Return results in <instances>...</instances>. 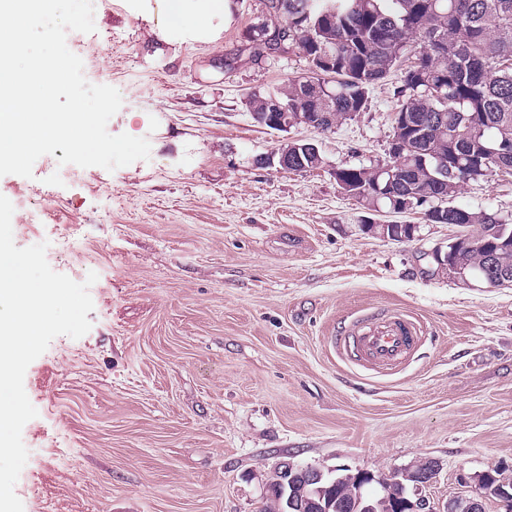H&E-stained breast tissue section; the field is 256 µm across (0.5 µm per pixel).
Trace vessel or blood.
Segmentation results:
<instances>
[{
	"label": "vessel or blood",
	"instance_id": "vessel-or-blood-1",
	"mask_svg": "<svg viewBox=\"0 0 512 512\" xmlns=\"http://www.w3.org/2000/svg\"><path fill=\"white\" fill-rule=\"evenodd\" d=\"M415 327L397 317L377 318L363 326L358 335L337 337L336 343L356 356L382 368L402 362L414 343Z\"/></svg>",
	"mask_w": 512,
	"mask_h": 512
}]
</instances>
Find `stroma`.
Returning a JSON list of instances; mask_svg holds the SVG:
<instances>
[{
  "instance_id": "stroma-1",
  "label": "stroma",
  "mask_w": 512,
  "mask_h": 512,
  "mask_svg": "<svg viewBox=\"0 0 512 512\" xmlns=\"http://www.w3.org/2000/svg\"><path fill=\"white\" fill-rule=\"evenodd\" d=\"M263 11L226 0L218 39L171 42L144 0H97L96 29L72 51L122 96L109 133L148 138L149 159L59 179L58 149L32 178L0 177L15 245L47 243L74 281L97 275L90 331L54 338L25 374L38 415L22 431L24 512H259L282 460L376 474L435 460L434 512L460 476L512 479V286L435 274L432 252L455 229L422 214L403 217L411 241L361 231L334 171L387 158L396 79L332 133L253 122L249 93L308 69L293 45L251 62L243 35ZM300 140L322 168L259 165ZM452 203L512 225V175L468 182ZM72 228L75 254L55 246ZM384 313L422 336L389 372L335 344Z\"/></svg>"
}]
</instances>
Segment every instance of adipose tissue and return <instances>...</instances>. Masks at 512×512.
Instances as JSON below:
<instances>
[{"label":"adipose tissue","mask_w":512,"mask_h":512,"mask_svg":"<svg viewBox=\"0 0 512 512\" xmlns=\"http://www.w3.org/2000/svg\"><path fill=\"white\" fill-rule=\"evenodd\" d=\"M159 28L165 37H212L225 16L224 0H157Z\"/></svg>","instance_id":"adipose-tissue-1"}]
</instances>
